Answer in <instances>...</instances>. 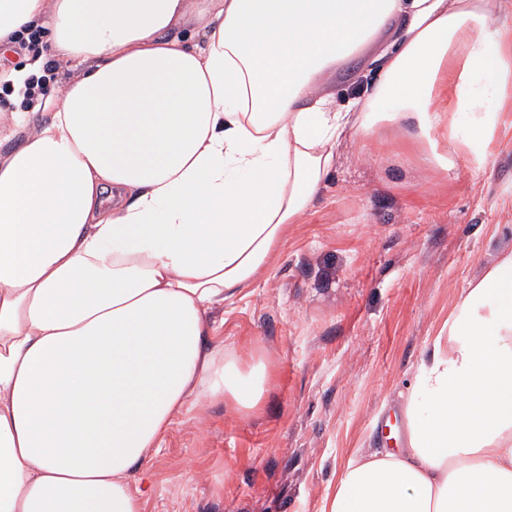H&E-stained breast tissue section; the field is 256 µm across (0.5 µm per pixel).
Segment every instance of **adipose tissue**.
Here are the masks:
<instances>
[{
    "label": "adipose tissue",
    "instance_id": "ef3b65f1",
    "mask_svg": "<svg viewBox=\"0 0 512 512\" xmlns=\"http://www.w3.org/2000/svg\"><path fill=\"white\" fill-rule=\"evenodd\" d=\"M490 10L0 0V46L42 29L71 73L30 104L44 56L0 73V512H143L132 477L188 408L259 405L267 361L209 344L211 312L266 274L346 137L387 122L430 166L483 168L512 101ZM363 55L361 95L322 93ZM402 417L403 446L357 452L327 512H512V251L463 290Z\"/></svg>",
    "mask_w": 512,
    "mask_h": 512
}]
</instances>
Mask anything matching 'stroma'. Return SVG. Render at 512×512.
<instances>
[{
  "instance_id": "1",
  "label": "stroma",
  "mask_w": 512,
  "mask_h": 512,
  "mask_svg": "<svg viewBox=\"0 0 512 512\" xmlns=\"http://www.w3.org/2000/svg\"><path fill=\"white\" fill-rule=\"evenodd\" d=\"M381 124L347 141L270 271L212 314L211 343L263 355V401L187 410L146 468L144 512H324L356 451L383 446L421 360L469 282L512 249V102L487 163L428 168Z\"/></svg>"
}]
</instances>
